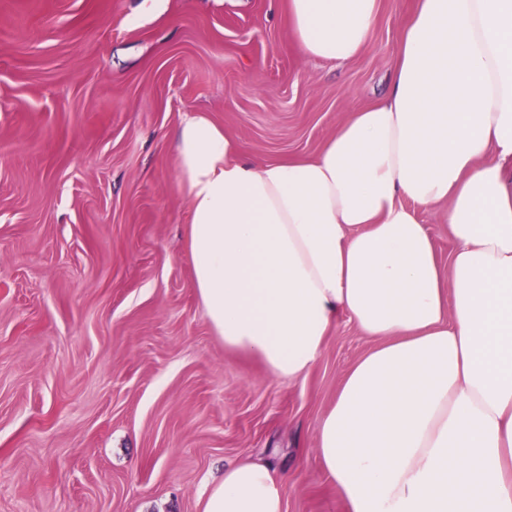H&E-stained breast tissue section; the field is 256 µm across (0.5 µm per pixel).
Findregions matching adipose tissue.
I'll return each mask as SVG.
<instances>
[{
  "mask_svg": "<svg viewBox=\"0 0 512 512\" xmlns=\"http://www.w3.org/2000/svg\"><path fill=\"white\" fill-rule=\"evenodd\" d=\"M379 9L288 0V21L308 57L343 64ZM177 161L193 285L226 350L298 380L340 322L371 342L315 431L347 512H512V0H415L389 92L314 158L245 157L188 112ZM287 479L240 461L202 512H284ZM423 221L425 224H429L431 232L435 238L441 259H447L450 249V242L448 241V233L444 225L442 214L440 212L425 214Z\"/></svg>",
  "mask_w": 512,
  "mask_h": 512,
  "instance_id": "ef3b65f1",
  "label": "adipose tissue"
}]
</instances>
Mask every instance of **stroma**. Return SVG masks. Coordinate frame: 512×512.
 <instances>
[{"label":"stroma","mask_w":512,"mask_h":512,"mask_svg":"<svg viewBox=\"0 0 512 512\" xmlns=\"http://www.w3.org/2000/svg\"><path fill=\"white\" fill-rule=\"evenodd\" d=\"M0 0V512H201L270 458L285 512H345L315 428L370 343L342 323L306 378L225 350L193 287L174 133L312 157L379 100L411 0L310 59L288 0Z\"/></svg>","instance_id":"obj_1"}]
</instances>
